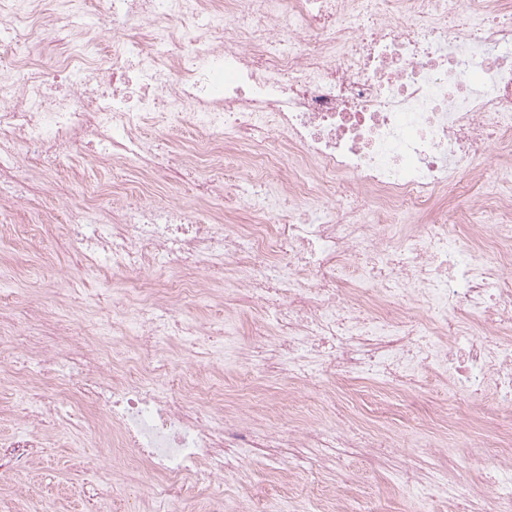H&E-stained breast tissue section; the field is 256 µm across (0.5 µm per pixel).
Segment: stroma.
Here are the masks:
<instances>
[{
  "label": "stroma",
  "instance_id": "35a3bbf8",
  "mask_svg": "<svg viewBox=\"0 0 512 512\" xmlns=\"http://www.w3.org/2000/svg\"><path fill=\"white\" fill-rule=\"evenodd\" d=\"M142 134L166 149L181 152L198 149L205 142L204 134L190 126L149 122ZM258 176L263 178L266 192L278 191L273 176L260 175L244 164L234 148L213 143L194 178L160 183L148 198L136 172L94 165L72 153L61 158L55 169L66 193L64 201L47 198L40 208L50 219L65 204L84 208L86 189L95 187L102 191L97 201L102 216L113 205L137 207L151 198L190 208L198 196L199 182L220 177L230 187ZM33 220L28 204L21 203L13 211L10 228L0 229V274L12 277L15 289L0 307L21 315L29 293L39 290L42 302L56 317L33 326L35 336L58 335L62 323L71 319L111 320L114 303L138 287V278L109 267L83 272L71 250L36 244L21 235V228ZM176 309L180 318H201L217 330L225 320H232L242 341L252 339L263 328L259 315L244 311L236 302L190 296L180 299ZM209 349L211 357L202 363L188 354L174 358L176 374L188 381V394H195L200 376L206 374L212 384L223 388L226 398L257 397L276 406L282 430L303 427L310 421L321 428H358L365 438L379 439L387 448L376 456L368 448L298 449L283 442L244 461L231 484L189 485L188 498L203 501L223 495L228 512L243 507L250 512H335L344 498L352 496L371 502L376 512H405L410 501L395 478L401 469L415 470L428 480L448 479L463 499L484 503L492 497V483L499 470L498 449L450 446L447 423L433 416L435 405L448 393L443 375L430 373L426 390L411 403L383 394L370 381L344 379L336 384L335 408L315 400L299 407L288 397L291 385L287 376L258 386L249 370L233 361L219 333L211 336ZM33 391L58 403L65 415L57 419L49 447L26 471L0 468V512H44L49 503L54 512H176L175 505L161 495L159 478L148 469L129 472L117 463L99 469L85 467V460L103 453L94 437L101 417L98 410L74 403L50 384L34 385ZM471 419V427L457 428L459 438H494L512 431V408L498 405L489 396ZM105 481L115 493L102 503L94 492ZM24 483L32 484L33 491L21 497L17 488Z\"/></svg>",
  "mask_w": 512,
  "mask_h": 512
}]
</instances>
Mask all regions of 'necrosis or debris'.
<instances>
[{"label": "necrosis or debris", "mask_w": 512, "mask_h": 512, "mask_svg": "<svg viewBox=\"0 0 512 512\" xmlns=\"http://www.w3.org/2000/svg\"><path fill=\"white\" fill-rule=\"evenodd\" d=\"M124 33L108 66L68 57L70 77L38 59L75 14L49 0H0V219L15 208L17 157L45 165L80 148L99 165L122 162L151 181L192 173L178 152L158 158L141 127L154 109L276 170L289 196L319 205L283 214L266 194L244 195L256 222L224 216V185L199 188V207L113 209L111 221L71 214L82 265L131 274L161 265L195 288L201 266L231 273V294L273 308V339L235 357L258 378L308 377L321 366L383 390L418 395L428 369L447 373L469 407L493 388L512 407V0H81ZM483 187L468 243L445 223L441 200L462 183ZM425 223L402 228L403 211ZM133 332L102 347L81 322L57 344L32 343L44 316L30 305L12 323L7 374L97 407L101 446L126 469H149L180 499L189 479L221 484L243 451L266 448L250 417L208 397L211 414L167 378V353L204 348L210 327L180 319L172 300L141 288ZM417 304L422 317L408 307ZM58 414L25 403L9 461L47 447Z\"/></svg>", "instance_id": "necrosis-or-debris-1"}]
</instances>
